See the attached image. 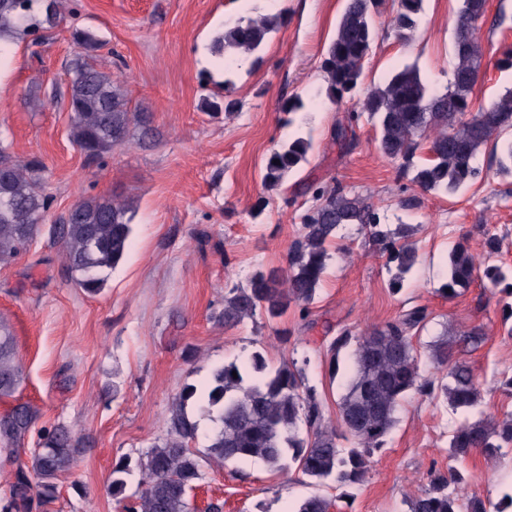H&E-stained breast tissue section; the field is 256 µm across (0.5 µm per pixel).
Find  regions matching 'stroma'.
I'll return each instance as SVG.
<instances>
[{
  "instance_id": "1",
  "label": "stroma",
  "mask_w": 512,
  "mask_h": 512,
  "mask_svg": "<svg viewBox=\"0 0 512 512\" xmlns=\"http://www.w3.org/2000/svg\"><path fill=\"white\" fill-rule=\"evenodd\" d=\"M344 0H66L68 14L49 42L8 45L0 57V146L18 160L40 158L53 202V222L76 201L119 196L132 207L133 245L90 294L72 285L59 244L41 233L15 260L0 265V320L14 337L23 380L0 413L25 402L37 412L22 443L33 450L41 430L70 429L79 445L72 468L57 479L55 501L42 512H122L108 486L122 458L137 459L164 438L173 399L201 384L218 365L259 351L274 365L296 361L337 423L349 374L329 371L326 347L339 328L361 335L414 305L433 318L415 338L417 349L443 333L475 326L485 332L467 360L482 386L473 418L512 416V392L498 388L512 374V336L503 325L511 297L476 277L462 294L440 295L444 260L456 244L481 256L487 235L500 241L499 260L512 267V179L494 175L491 147L477 164L482 179L447 196L424 192L399 173L377 147L367 121L343 150L333 131L352 102L306 112L302 128L313 147L309 161L280 187L263 183L269 154L288 138L282 110L288 99L323 93L320 61L336 31ZM460 0H425L411 39L397 40L392 4L375 24L379 46L365 70V85L382 83L403 64L416 65L432 90L444 91L454 66L453 40ZM283 14L257 57L225 73L212 51L225 22ZM102 40L97 63L122 82L132 104L153 114L156 144L136 140L101 164H86L68 138L67 76L72 27ZM483 74L471 95L485 107L512 87V69L497 65L512 45V0H487L479 23ZM231 79L234 111L213 118L201 108L215 85ZM337 184L368 197L388 229L410 224L419 262L400 293H392L395 267L358 225L340 230L308 317L290 308L276 322L257 315L227 328L218 316L229 289L246 285L260 268L282 269L301 228L307 183ZM459 417L414 395L397 413L385 447L370 460L352 512H409V499L432 469L448 464V436ZM464 497L499 500L512 487V447L490 458L472 452ZM191 493L198 512L219 502L223 512H289L314 493L336 497L297 472L270 471L258 460L203 463Z\"/></svg>"
}]
</instances>
